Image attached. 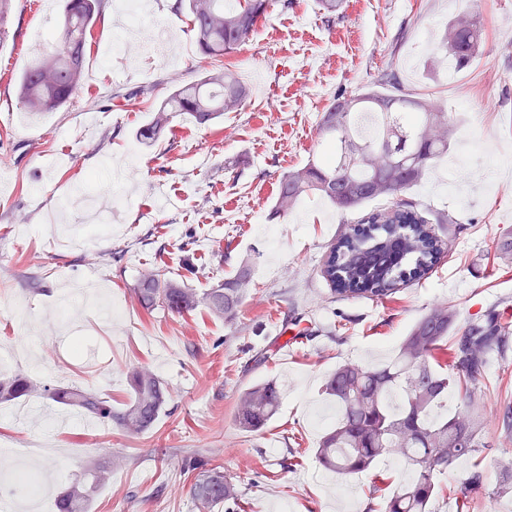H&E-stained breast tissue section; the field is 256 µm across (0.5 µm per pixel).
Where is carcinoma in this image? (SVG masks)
I'll list each match as a JSON object with an SVG mask.
<instances>
[{
	"mask_svg": "<svg viewBox=\"0 0 512 512\" xmlns=\"http://www.w3.org/2000/svg\"><path fill=\"white\" fill-rule=\"evenodd\" d=\"M225 8L224 0H176V11L190 16L199 53L219 60L235 52L263 18L270 0H238ZM102 0H64L61 33L51 48L40 52L20 75L18 99L29 112H52L64 107L83 84L85 56L91 29L101 13ZM478 19L463 14L448 23L445 56L459 69L480 51ZM379 91L372 87L338 100L322 117V130L336 144V157L311 161L280 180L278 210L318 193L341 211H352L377 199L389 200L383 211L362 216L336 239L323 263L322 274L331 290L344 298L382 299L400 287L421 280L445 253L428 218L429 211L405 198L432 163L448 153L455 129L445 113L402 89L384 73ZM246 89L233 72L219 65L198 82L174 91L138 130L140 140H154L168 129L176 115H189L207 124L237 109ZM250 269L237 272L203 294L151 269L139 279L135 296L150 314L162 309L184 315L205 306L217 318H233L250 280ZM455 316L440 305L422 317L404 337L396 355L376 366L346 363L326 383V392L340 410L336 426L321 438L315 455L319 463L341 474H360L387 456H398L413 472V480L385 497V512H430L438 494L434 475L480 447L479 429L470 407L479 397L478 384L490 354L508 345L512 322L495 313L457 332L448 350V363L437 354ZM130 399L120 409L112 399L82 384L47 385L18 374L0 380V404L21 398L47 397L74 406L88 416L115 423L131 435L152 429L169 397V387L143 366L128 370ZM461 397V407L441 417L432 412L448 401L450 390ZM281 400L274 380L257 383L242 392L235 421L248 432L265 428ZM190 481L197 512H214L240 496L224 466L203 457L182 463ZM111 468L96 463L82 470L59 496L56 512H89L92 497L110 478ZM461 494L483 488L482 471L475 469L461 481Z\"/></svg>",
	"mask_w": 512,
	"mask_h": 512,
	"instance_id": "obj_1",
	"label": "carcinoma"
}]
</instances>
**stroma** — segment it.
<instances>
[{"label":"stroma","instance_id":"1","mask_svg":"<svg viewBox=\"0 0 512 512\" xmlns=\"http://www.w3.org/2000/svg\"><path fill=\"white\" fill-rule=\"evenodd\" d=\"M173 2L140 0L143 32L168 29L170 51L159 58L136 39L112 52L114 32L134 20L125 0H106L81 89L37 124L22 121L17 81L48 45L38 30L60 31L61 0H13L0 29V357L9 360L0 379L76 381L119 408L128 369L142 365L171 391L155 427L137 437L44 398L1 405L0 446L16 448L14 469L53 483L49 494L19 486L16 512H55L56 493L92 461L111 463L112 478L91 512H194L180 474L192 456L220 460L241 492L240 512H345L349 503L382 512L407 466L387 457L341 476L319 464L314 450L329 428L320 416L336 410L325 382L341 364L393 356L435 305L460 326L492 311L512 316V266L494 264L512 233V0H343L330 17L316 0H271L224 59L249 90L242 107L208 125L177 116L147 143L137 131L153 111L215 66ZM467 11L479 16L483 42L459 70L438 56L449 21ZM385 69L455 128L447 155L404 193L452 221L436 225L446 253L419 282L383 300L346 299L320 268L356 213L312 194L276 214L279 181L325 154L320 123L337 98L374 85ZM138 87L144 97L123 99ZM244 264L252 283L233 321L202 307L148 315L135 301L146 269L202 291ZM85 281L122 305V320L68 298ZM261 350L267 362L255 361ZM270 379L282 391L277 414L263 431L239 429V395ZM480 388L471 411L485 446L437 473L432 512H460V482L475 468L485 490L471 512H512V496L492 495L512 459L499 418L512 396V347L491 355Z\"/></svg>","mask_w":512,"mask_h":512}]
</instances>
